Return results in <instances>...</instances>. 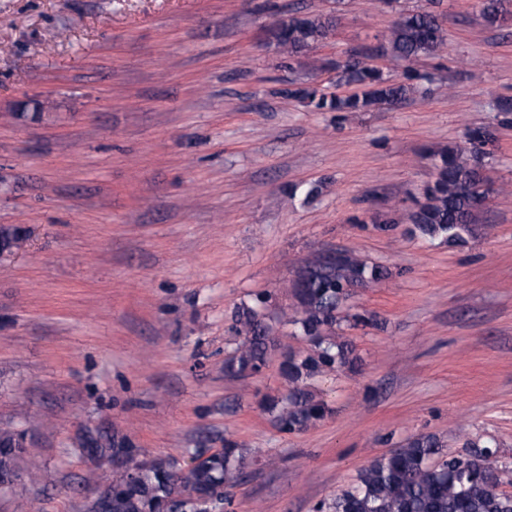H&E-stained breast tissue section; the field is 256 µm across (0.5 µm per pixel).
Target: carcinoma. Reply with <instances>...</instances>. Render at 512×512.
<instances>
[{
  "label": "carcinoma",
  "mask_w": 512,
  "mask_h": 512,
  "mask_svg": "<svg viewBox=\"0 0 512 512\" xmlns=\"http://www.w3.org/2000/svg\"><path fill=\"white\" fill-rule=\"evenodd\" d=\"M509 14L507 0H487L483 17L487 26H502ZM336 27L332 14L301 15L274 22L268 38L290 59L302 56L327 39ZM383 56L403 66V78L394 80L371 64L365 49L350 50L336 68V87L350 86L348 94L325 93L310 83H291L283 94L302 102L313 112H371L394 106L419 90L415 64L436 55L446 42L443 29L430 11L403 15L383 33ZM472 149L460 145L431 154L435 178L416 201L411 235L439 239L450 247L462 246L473 233L464 223L473 202L487 197V183L479 165L475 144H487L492 132L485 127L466 133ZM302 287L293 289L294 303L281 319L298 326L311 344L303 356H288L281 363L287 392L262 401L277 428L298 433L324 419L327 404L316 398L313 381L324 374L353 371L361 362L347 340L336 338L343 321L376 327L375 315L364 311L343 314L354 291L390 278L388 268L370 264L347 250L337 263L312 259L301 268ZM237 331L242 342L225 358L224 371L231 377L252 376L268 366L275 347L272 326L254 307L238 311ZM15 432L0 428V475L14 471L23 448L14 446ZM466 453H448L434 435L409 439L389 454L373 460L357 476L355 486L315 506V512H512V493L499 486L509 471L499 448L468 441ZM193 466L178 470L169 461L143 463L135 474L127 471L112 479L109 512H227L228 489L246 481L247 454L240 445L224 439V448L192 457Z\"/></svg>",
  "instance_id": "carcinoma-1"
}]
</instances>
